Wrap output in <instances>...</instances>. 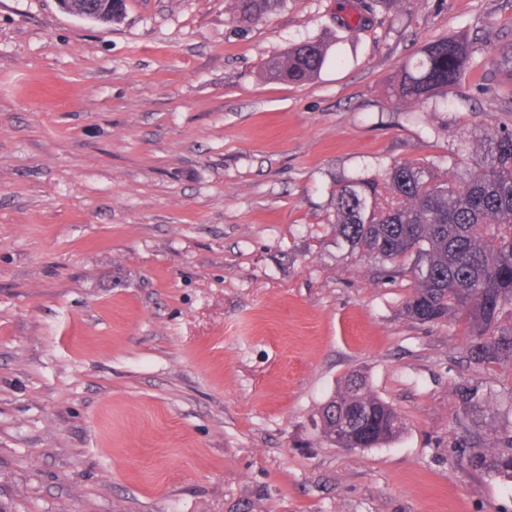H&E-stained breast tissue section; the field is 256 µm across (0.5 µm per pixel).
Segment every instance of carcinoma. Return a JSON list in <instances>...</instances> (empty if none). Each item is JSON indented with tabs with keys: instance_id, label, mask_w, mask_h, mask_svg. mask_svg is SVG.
<instances>
[{
	"instance_id": "cac0c4a2",
	"label": "carcinoma",
	"mask_w": 512,
	"mask_h": 512,
	"mask_svg": "<svg viewBox=\"0 0 512 512\" xmlns=\"http://www.w3.org/2000/svg\"><path fill=\"white\" fill-rule=\"evenodd\" d=\"M234 18L254 24L269 18L285 0H234ZM94 4L123 7L107 0H72L71 6ZM329 46L306 40L270 58L266 74L290 83L308 81L324 67ZM464 38L442 37L429 42L420 57L405 64L394 86V97L423 103L448 96L460 85L471 60ZM468 160L448 166L395 162L385 186L375 179L345 181L333 202L336 234L369 257L391 264L393 275L411 281L405 311L421 324L458 319L468 337L466 355L480 366L512 362V131L485 126L461 145ZM465 416L479 412L484 395L460 390ZM320 430L338 446L339 427L348 426L347 443L374 448L396 439L404 423L396 409L376 396L362 373L353 371L321 407ZM485 450L455 449L475 473L512 478V421L490 419Z\"/></svg>"
}]
</instances>
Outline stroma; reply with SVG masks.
Here are the masks:
<instances>
[{
	"instance_id": "35a3bbf8",
	"label": "stroma",
	"mask_w": 512,
	"mask_h": 512,
	"mask_svg": "<svg viewBox=\"0 0 512 512\" xmlns=\"http://www.w3.org/2000/svg\"><path fill=\"white\" fill-rule=\"evenodd\" d=\"M125 0L102 24L58 0H0V507L5 512H512V479L452 453L470 366L457 321L406 317L328 224L344 180L431 164L512 128V0ZM360 19L348 32L343 22ZM473 53L448 100L398 103L442 36ZM329 43L313 80L265 61ZM405 420L328 445L345 375ZM234 18L240 24H254L269 18L285 0H234Z\"/></svg>"
}]
</instances>
